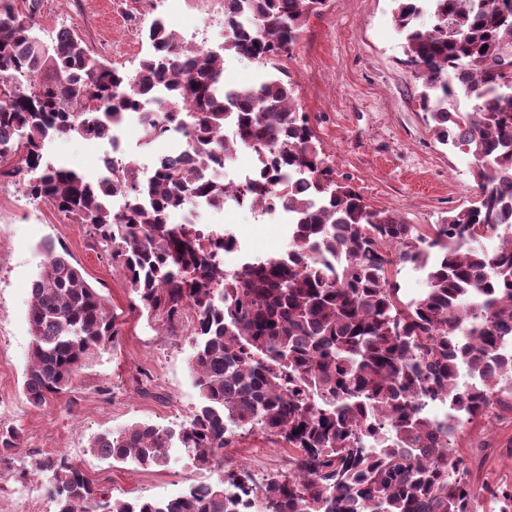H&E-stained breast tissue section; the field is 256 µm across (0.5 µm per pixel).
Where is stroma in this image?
I'll return each mask as SVG.
<instances>
[{
    "label": "stroma",
    "instance_id": "35a3bbf8",
    "mask_svg": "<svg viewBox=\"0 0 512 512\" xmlns=\"http://www.w3.org/2000/svg\"><path fill=\"white\" fill-rule=\"evenodd\" d=\"M37 20L66 29L108 64L135 73L148 52L145 31L162 18L179 40L218 51L224 45V0H41ZM393 0H327L310 17L284 66L300 111L306 112L337 179L347 180L372 208L396 212L406 223L438 224L469 205L478 187L474 161L441 144L419 105L421 83L405 62ZM54 160L89 177L100 174L103 148L79 136L52 141ZM30 173L0 180V425L21 434L18 459L65 453L113 497L166 498L217 472L188 466L181 449L168 466L146 471L110 463L87 450L92 436L143 422L171 425L187 420L199 404L188 371L191 318L171 327L131 306L122 271L112 265L88 229L72 223L50 202L29 196ZM198 223L232 233L240 249L224 256L225 270L253 257L286 253V218L262 220L248 207L227 205L216 213L196 209ZM68 253L86 272L117 318L114 350L94 360L72 388L40 408L23 394L31 336L27 322L31 284L44 245ZM512 411L467 425L456 454L476 458L473 479L512 481ZM287 449L261 430L236 431L224 456L255 483L284 466ZM0 512H55L54 504L13 469L0 466Z\"/></svg>",
    "mask_w": 512,
    "mask_h": 512
}]
</instances>
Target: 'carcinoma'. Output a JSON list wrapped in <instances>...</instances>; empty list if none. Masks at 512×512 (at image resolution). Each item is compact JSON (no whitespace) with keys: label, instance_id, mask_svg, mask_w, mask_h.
I'll list each match as a JSON object with an SVG mask.
<instances>
[{"label":"carcinoma","instance_id":"carcinoma-1","mask_svg":"<svg viewBox=\"0 0 512 512\" xmlns=\"http://www.w3.org/2000/svg\"><path fill=\"white\" fill-rule=\"evenodd\" d=\"M406 65L421 80L420 107L438 140L471 154L477 199L441 224L404 223L365 203L336 172L284 77L234 91L224 59L180 43L156 18L150 51L130 75L98 59L66 30L44 54L34 32L41 0L26 12L0 7V177L38 170L26 185L86 226L120 266L134 308L175 322L196 314L189 372L194 414L175 427L135 422L101 432L89 451L144 470L182 448L210 470L231 445L228 426L257 427L288 449V474L254 487L255 512H512V482L471 481L454 455L456 435L481 408L512 410V0H393ZM325 0H224V51L279 70ZM487 50H482V47ZM162 86L143 115L146 138L190 125L196 162L221 164L236 148L224 125L266 158L243 204L288 211L284 257L228 272L216 251L233 235L202 241L173 215L190 196L224 206V183L164 161L150 182L125 162L112 180H91L44 159L43 145L73 133L94 138L139 109V93ZM472 101L451 112L448 99ZM127 207L113 212L108 194ZM498 239L488 250L478 246ZM426 271L427 288L404 300L390 268ZM32 345L23 391L35 408L69 390L79 372L116 347V316L67 253L45 247L31 288ZM471 383L460 385V369ZM454 409L443 425L426 414ZM21 435L0 426V464L15 463ZM45 489L55 512H240L238 497L199 483L164 499H118L62 454L17 471ZM225 483L248 486L239 467Z\"/></svg>","mask_w":512,"mask_h":512}]
</instances>
